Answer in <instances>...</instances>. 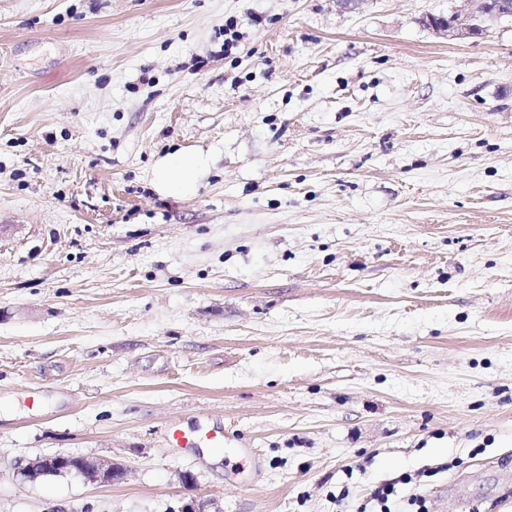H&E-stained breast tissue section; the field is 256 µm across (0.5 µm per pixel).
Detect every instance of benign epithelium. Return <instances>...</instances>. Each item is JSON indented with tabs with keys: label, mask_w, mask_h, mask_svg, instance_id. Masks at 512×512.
Here are the masks:
<instances>
[{
	"label": "benign epithelium",
	"mask_w": 512,
	"mask_h": 512,
	"mask_svg": "<svg viewBox=\"0 0 512 512\" xmlns=\"http://www.w3.org/2000/svg\"><path fill=\"white\" fill-rule=\"evenodd\" d=\"M468 4V21L462 23L456 14L448 18H428L433 29L450 42L477 38L501 22L512 23V0H465ZM17 475L24 482H35L47 476L74 474L99 484H110L123 475V468L112 462H100L85 456L63 454L40 455L20 461Z\"/></svg>",
	"instance_id": "obj_1"
}]
</instances>
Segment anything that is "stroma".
I'll use <instances>...</instances> for the list:
<instances>
[{
    "mask_svg": "<svg viewBox=\"0 0 512 512\" xmlns=\"http://www.w3.org/2000/svg\"><path fill=\"white\" fill-rule=\"evenodd\" d=\"M463 9L0 0V512H512V24ZM468 4V21L461 23L455 13L448 19L429 17L433 29L444 35L450 42L477 38L501 22L512 23V0H464ZM200 165V159L191 154L169 155L156 172V189L165 194H192L196 189ZM206 440L213 445H224V432L220 428L195 429L186 432L182 429H171L168 435L170 446L174 448H195L201 440ZM16 469L17 475L24 482H35L47 476L74 474L92 483L112 484L123 475V468L116 463L60 453L19 461Z\"/></svg>",
    "mask_w": 512,
    "mask_h": 512,
    "instance_id": "1",
    "label": "stroma"
}]
</instances>
